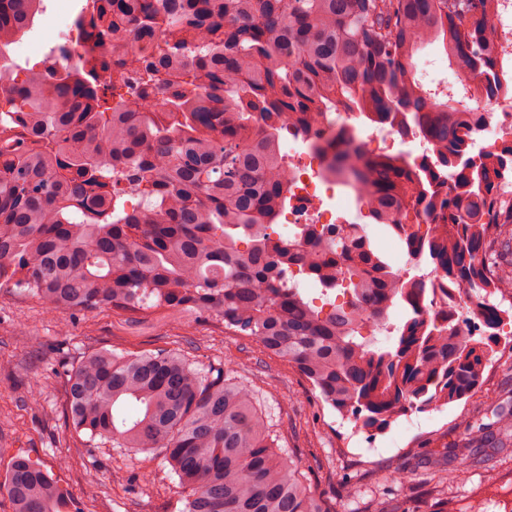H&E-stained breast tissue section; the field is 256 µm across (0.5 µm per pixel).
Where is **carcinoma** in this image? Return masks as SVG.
<instances>
[{
	"label": "carcinoma",
	"instance_id": "obj_1",
	"mask_svg": "<svg viewBox=\"0 0 512 512\" xmlns=\"http://www.w3.org/2000/svg\"><path fill=\"white\" fill-rule=\"evenodd\" d=\"M43 0H0V53ZM495 0H87L72 29L79 60L0 69V288L61 318L105 306L195 311L283 358L338 412L382 430L411 410L472 395L499 343L501 310L480 305L479 335L453 314L419 317L426 289L400 280L362 224L275 234L288 201L280 132L325 112L417 125L440 164L398 153L353 163L340 127L321 138L328 173L353 195L373 188V218L408 230L410 255L448 285L512 288V189L470 159L455 100L438 102L413 57L438 41L499 97ZM124 31L147 43L132 54ZM138 196L130 206L123 198ZM248 238L241 246L242 238ZM347 301L317 309L292 268ZM404 316L389 322L394 304ZM391 334L382 343L375 331ZM72 427L114 448L153 450L189 490L181 512H324L275 444L251 388L173 353L95 352L69 370ZM471 443L428 457L432 487L512 458V400ZM13 512H66L49 474L13 460L0 495Z\"/></svg>",
	"mask_w": 512,
	"mask_h": 512
}]
</instances>
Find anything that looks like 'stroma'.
Wrapping results in <instances>:
<instances>
[{
	"mask_svg": "<svg viewBox=\"0 0 512 512\" xmlns=\"http://www.w3.org/2000/svg\"><path fill=\"white\" fill-rule=\"evenodd\" d=\"M84 0H44L45 12L16 42L48 54L50 29H65ZM170 351L202 369L224 365L249 383L284 456L325 512H465L495 501L512 482V460L493 474L472 471L435 494L419 463L429 442L469 440L476 423L494 421V407L512 394V354L485 370L470 397L423 413L396 417L381 431L361 428L321 400L288 362L264 352L251 338L226 331L223 320L161 309L130 312L101 308L60 324L54 311L13 288H0V478L15 456L40 465L68 494V512H180L185 489L157 453L128 452L90 441L68 422L67 371L85 355Z\"/></svg>",
	"mask_w": 512,
	"mask_h": 512,
	"instance_id": "1",
	"label": "stroma"
}]
</instances>
